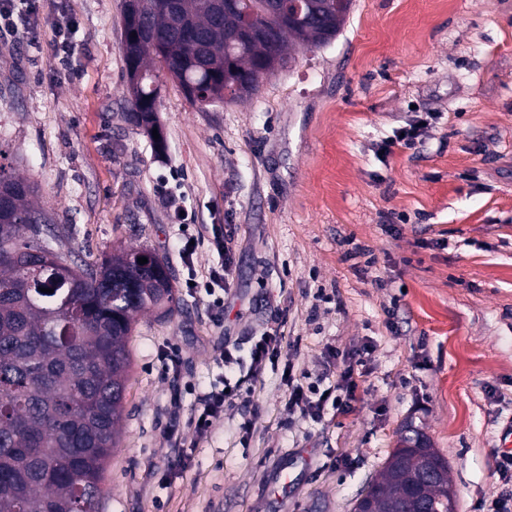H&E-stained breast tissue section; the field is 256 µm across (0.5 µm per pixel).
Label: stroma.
I'll list each match as a JSON object with an SVG mask.
<instances>
[{
	"label": "stroma",
	"mask_w": 512,
	"mask_h": 512,
	"mask_svg": "<svg viewBox=\"0 0 512 512\" xmlns=\"http://www.w3.org/2000/svg\"><path fill=\"white\" fill-rule=\"evenodd\" d=\"M124 0H47L38 42L0 27V149L35 183L63 251L145 248L175 303L128 338L121 439L101 512H351L402 437L448 461L457 512L503 492L512 425V0H354L330 43L246 99L199 110L159 71L164 141L129 119ZM73 22L71 76L49 44ZM434 113L414 148L377 146ZM220 224L237 267L215 328L186 286L173 216ZM447 240V248L437 240ZM284 321L283 358L205 436L197 390L224 339ZM373 353L349 412L289 416L284 371ZM180 365L172 367L169 358ZM179 421L186 458L165 432ZM347 456L336 464L337 456Z\"/></svg>",
	"instance_id": "35a3bbf8"
}]
</instances>
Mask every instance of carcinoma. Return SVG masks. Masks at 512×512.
I'll return each mask as SVG.
<instances>
[{
	"label": "carcinoma",
	"instance_id": "carcinoma-1",
	"mask_svg": "<svg viewBox=\"0 0 512 512\" xmlns=\"http://www.w3.org/2000/svg\"><path fill=\"white\" fill-rule=\"evenodd\" d=\"M125 0L128 92L136 123L155 128L153 57L203 109L255 94L290 57L289 43L318 48L341 31L353 0H301L290 22L270 0ZM0 152V252L37 250L29 234L52 215L33 201L34 183ZM147 258L140 264L138 258ZM48 268L41 292L26 271L0 261V512H99L106 462L117 447L135 317L174 301L164 259L121 251L98 266ZM448 461L420 438L404 437L359 498L374 512H447Z\"/></svg>",
	"mask_w": 512,
	"mask_h": 512
}]
</instances>
